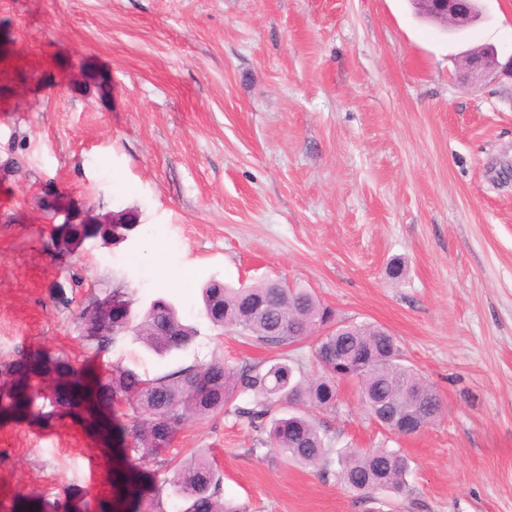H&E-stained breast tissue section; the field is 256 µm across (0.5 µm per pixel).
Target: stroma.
Instances as JSON below:
<instances>
[{
    "mask_svg": "<svg viewBox=\"0 0 512 512\" xmlns=\"http://www.w3.org/2000/svg\"><path fill=\"white\" fill-rule=\"evenodd\" d=\"M482 10L447 30L408 0H0V365L42 352L104 379L286 355L309 370L312 342L222 332L200 297L212 277L306 288L387 329L439 392L443 416L397 443L409 493L364 501L251 454L256 433L230 414L189 422L162 458L205 454L247 512H512V74L460 71L483 47L512 58V0ZM50 181L140 224L116 247L54 252ZM75 274L79 299L161 296L200 334L166 357L130 336L97 348L51 297ZM339 398L313 413L335 447L385 441L354 383ZM126 411L104 407L105 433L80 409L0 418V501L146 512L172 469L129 452Z\"/></svg>",
    "mask_w": 512,
    "mask_h": 512,
    "instance_id": "stroma-1",
    "label": "stroma"
}]
</instances>
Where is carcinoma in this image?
<instances>
[{
    "label": "carcinoma",
    "mask_w": 512,
    "mask_h": 512,
    "mask_svg": "<svg viewBox=\"0 0 512 512\" xmlns=\"http://www.w3.org/2000/svg\"><path fill=\"white\" fill-rule=\"evenodd\" d=\"M112 231L109 224H61L51 246L61 252L78 239L115 244L118 239ZM112 294L122 297L130 313L122 325L104 323L99 333L90 337L99 347L113 345L131 334L148 350L163 356L187 349L199 335V329L164 298L152 300L140 314L126 289L114 288ZM202 301L213 327L269 345H294L311 338L325 316L333 313L310 290L277 286L272 281L245 288L209 282L202 289ZM338 350L351 362L348 380L356 383L366 410L386 414L383 402L408 390L428 403V423L439 417L440 400L434 386L406 364L393 336L370 323L340 325L318 337L315 376L286 357L230 366L215 356L154 378L121 366L93 386L70 378L73 368L59 357L50 361L40 353L23 356L5 368L6 378L0 381V414L22 416L31 410L42 398L34 378L53 370L66 380L50 398L59 407L79 408L92 399L99 404L125 399L131 451L151 462L169 447L186 423L224 413L233 401L245 397L247 404L234 407V415L264 433L251 452L260 451L262 446L275 448L287 460L334 476L344 491L360 499L380 491L400 494L407 489L410 469L400 450L384 444L367 450H338L326 430L309 416L313 409L336 411ZM222 484L220 473L199 454L176 470L169 487L184 502L182 512H243L240 506L224 500Z\"/></svg>",
    "instance_id": "cac0c4a2"
}]
</instances>
